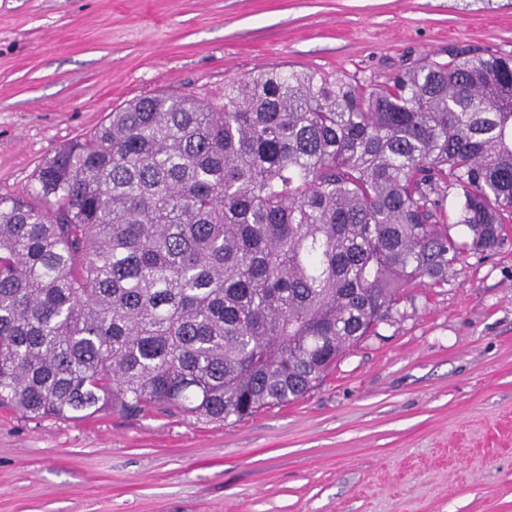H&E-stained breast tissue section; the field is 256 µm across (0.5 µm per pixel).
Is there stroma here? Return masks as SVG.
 <instances>
[{
	"label": "stroma",
	"mask_w": 512,
	"mask_h": 512,
	"mask_svg": "<svg viewBox=\"0 0 512 512\" xmlns=\"http://www.w3.org/2000/svg\"><path fill=\"white\" fill-rule=\"evenodd\" d=\"M512 54V0H0V195L134 98L266 65L381 82ZM304 397L227 425L0 408V512H512V223Z\"/></svg>",
	"instance_id": "obj_1"
}]
</instances>
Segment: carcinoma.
Wrapping results in <instances>:
<instances>
[{"label":"carcinoma","mask_w":512,"mask_h":512,"mask_svg":"<svg viewBox=\"0 0 512 512\" xmlns=\"http://www.w3.org/2000/svg\"><path fill=\"white\" fill-rule=\"evenodd\" d=\"M0 196V407L32 419L287 404L512 223V54L381 83L271 66L162 92ZM467 227L471 243L450 233Z\"/></svg>","instance_id":"cac0c4a2"}]
</instances>
